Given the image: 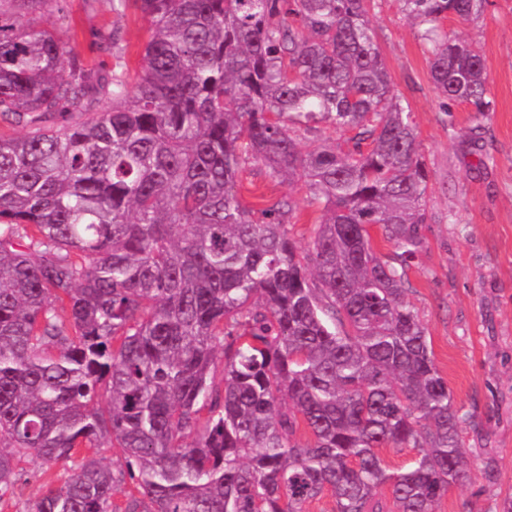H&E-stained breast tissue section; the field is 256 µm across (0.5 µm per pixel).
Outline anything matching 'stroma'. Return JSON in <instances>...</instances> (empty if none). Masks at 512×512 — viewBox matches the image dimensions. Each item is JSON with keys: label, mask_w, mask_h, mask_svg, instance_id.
I'll return each mask as SVG.
<instances>
[{"label": "stroma", "mask_w": 512, "mask_h": 512, "mask_svg": "<svg viewBox=\"0 0 512 512\" xmlns=\"http://www.w3.org/2000/svg\"><path fill=\"white\" fill-rule=\"evenodd\" d=\"M60 4L69 17L64 37L72 54L100 71L120 54L130 74H137L149 23L136 0L120 17L106 0ZM370 20L395 79L394 93L417 127L429 174L428 222L421 229L426 244L408 271L407 298L427 328L439 373L457 403L477 417L476 427L461 434L469 477L449 488L437 512H498L512 498V0H489L467 23L453 16L443 22L483 54L494 102L493 111L483 113L438 94L428 48L399 0H377ZM107 28L121 32L112 52L95 43V33ZM241 195L256 209L292 197L291 233L301 247L309 246L321 208L304 185L271 178L252 163ZM70 471L67 464L47 470L25 463L0 512H25Z\"/></svg>", "instance_id": "obj_1"}]
</instances>
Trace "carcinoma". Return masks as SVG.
<instances>
[{
  "instance_id": "obj_1",
  "label": "carcinoma",
  "mask_w": 512,
  "mask_h": 512,
  "mask_svg": "<svg viewBox=\"0 0 512 512\" xmlns=\"http://www.w3.org/2000/svg\"><path fill=\"white\" fill-rule=\"evenodd\" d=\"M47 2L0 0V500L22 463L82 452L27 512H436L475 414L407 299L428 172L375 0H136L134 82L72 55ZM400 2L441 97L492 111L443 27L488 0ZM322 124L353 136L303 147ZM249 163L323 205L309 249L293 199L244 205Z\"/></svg>"
}]
</instances>
